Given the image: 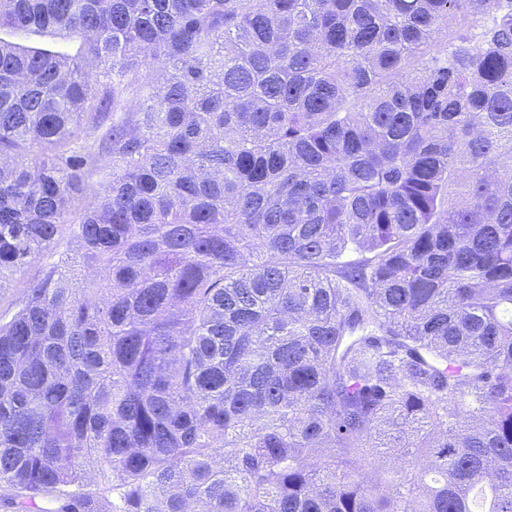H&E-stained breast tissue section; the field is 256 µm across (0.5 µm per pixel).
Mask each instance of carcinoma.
I'll return each mask as SVG.
<instances>
[{
	"mask_svg": "<svg viewBox=\"0 0 512 512\" xmlns=\"http://www.w3.org/2000/svg\"><path fill=\"white\" fill-rule=\"evenodd\" d=\"M0 512H512V0H0ZM53 258H55V255H46L39 261L30 264L22 272H18L6 284L5 288H2V291L0 292V315L2 319L7 320L13 313L14 308L12 307V303L17 296L19 288H23L25 282L38 273L42 264L46 261L52 260Z\"/></svg>",
	"mask_w": 512,
	"mask_h": 512,
	"instance_id": "obj_1",
	"label": "carcinoma"
}]
</instances>
